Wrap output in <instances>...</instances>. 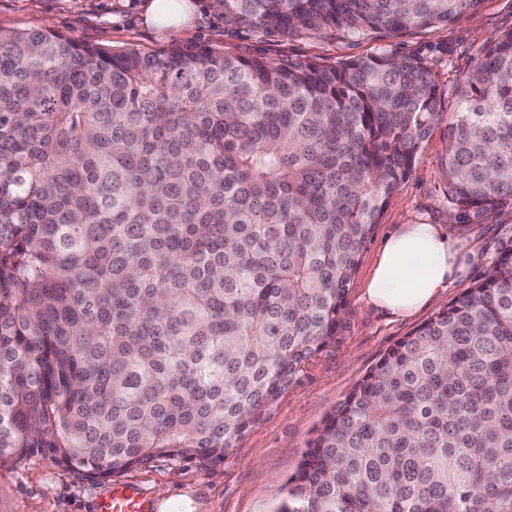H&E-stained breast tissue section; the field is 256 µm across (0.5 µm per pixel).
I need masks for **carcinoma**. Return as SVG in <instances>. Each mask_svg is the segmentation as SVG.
<instances>
[{
    "label": "carcinoma",
    "instance_id": "carcinoma-1",
    "mask_svg": "<svg viewBox=\"0 0 512 512\" xmlns=\"http://www.w3.org/2000/svg\"><path fill=\"white\" fill-rule=\"evenodd\" d=\"M291 36L481 0H210ZM448 118L460 223L512 207V29ZM444 117L419 54L322 66L0 29V463L108 479L224 453L341 326L360 251ZM279 512H512V251L327 415Z\"/></svg>",
    "mask_w": 512,
    "mask_h": 512
}]
</instances>
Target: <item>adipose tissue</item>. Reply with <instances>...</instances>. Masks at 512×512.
Returning a JSON list of instances; mask_svg holds the SVG:
<instances>
[{
  "mask_svg": "<svg viewBox=\"0 0 512 512\" xmlns=\"http://www.w3.org/2000/svg\"><path fill=\"white\" fill-rule=\"evenodd\" d=\"M467 259L460 241L436 225H402L383 242L367 299L393 316L414 314L462 277Z\"/></svg>",
  "mask_w": 512,
  "mask_h": 512,
  "instance_id": "1",
  "label": "adipose tissue"
}]
</instances>
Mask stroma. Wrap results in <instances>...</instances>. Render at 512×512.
I'll list each match as a JSON object with an SVG mask.
<instances>
[{
  "instance_id": "stroma-1",
  "label": "stroma",
  "mask_w": 512,
  "mask_h": 512,
  "mask_svg": "<svg viewBox=\"0 0 512 512\" xmlns=\"http://www.w3.org/2000/svg\"><path fill=\"white\" fill-rule=\"evenodd\" d=\"M191 2V22L172 33L145 24L150 0H0V28H52L90 45L145 52L206 43L249 58L312 60L322 65L381 52L417 53L431 63L447 114L455 109L458 77L473 68L486 39L512 28V0H483L464 19L446 26L401 34L377 30L365 37L334 31L282 37L228 27L209 0ZM446 144L445 125L435 126L409 177L391 194L360 253L335 341L262 410L226 451L223 463L155 457L119 474L117 480L136 485L154 505L183 496L190 500L192 512H276L288 478L336 403L399 340L447 308L465 288L477 284L501 254L512 251V208L488 212L469 223L457 222L450 213ZM403 224L440 225L475 257L462 280L417 313L393 317L368 302L365 288L382 242ZM113 483L69 471L47 455L31 456L0 465V512H95L97 499Z\"/></svg>"
}]
</instances>
